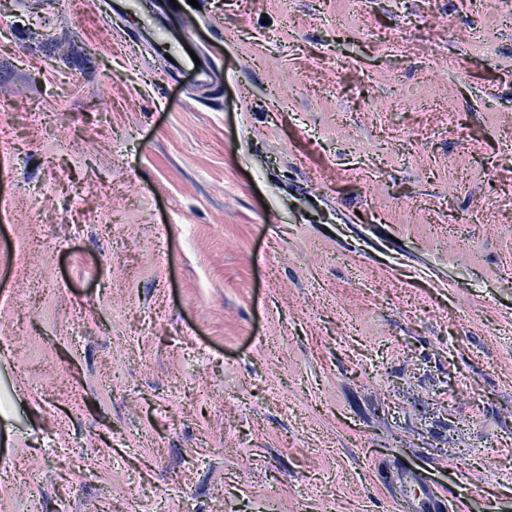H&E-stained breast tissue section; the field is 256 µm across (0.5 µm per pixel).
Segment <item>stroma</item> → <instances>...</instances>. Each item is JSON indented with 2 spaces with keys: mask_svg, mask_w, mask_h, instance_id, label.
<instances>
[{
  "mask_svg": "<svg viewBox=\"0 0 512 512\" xmlns=\"http://www.w3.org/2000/svg\"><path fill=\"white\" fill-rule=\"evenodd\" d=\"M0 133V512H512V0H0Z\"/></svg>",
  "mask_w": 512,
  "mask_h": 512,
  "instance_id": "1",
  "label": "stroma"
}]
</instances>
